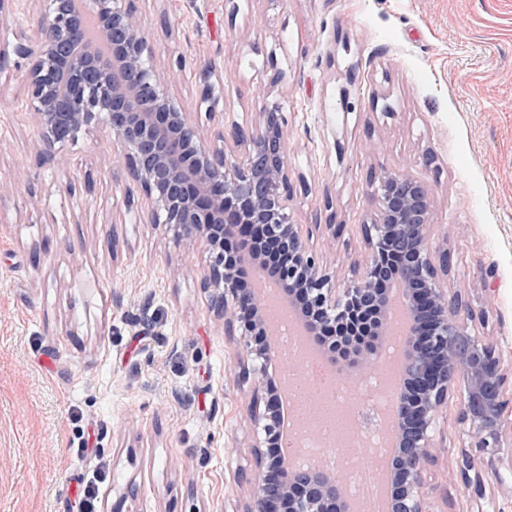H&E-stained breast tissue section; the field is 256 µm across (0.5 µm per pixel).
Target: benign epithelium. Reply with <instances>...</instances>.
I'll use <instances>...</instances> for the list:
<instances>
[{
    "instance_id": "obj_1",
    "label": "benign epithelium",
    "mask_w": 512,
    "mask_h": 512,
    "mask_svg": "<svg viewBox=\"0 0 512 512\" xmlns=\"http://www.w3.org/2000/svg\"><path fill=\"white\" fill-rule=\"evenodd\" d=\"M35 36L4 12L0 0V64L24 63L27 110L39 133L41 154L53 160L79 134L109 130L137 191H127V224H165L178 238L202 240L210 254L204 287L213 289L211 310L224 335L237 336L238 381L254 391L248 423L257 448L246 512H351V473L334 474L316 464H289L283 448L280 399L267 373L279 336L262 318L263 303L240 287L247 271H261L283 290L300 314L309 341L344 387L357 389L374 373L372 352L359 365L346 359L336 328L356 313L381 316L387 328L388 298L381 292V256H402L397 282L408 290L410 353L406 378L393 401L399 456L395 512H434L424 478L443 439L439 415L458 384L465 400L460 420L475 447L494 454L512 366L491 336L469 331L472 313L459 289H447L448 239L435 240L433 187L405 168L371 172L375 208L360 225L365 253L342 282L313 253L310 235L293 220L288 202L294 183L309 192L307 178L292 179L288 117L264 100L246 125L224 112V78L212 62L195 64L200 109L190 112L168 92L134 0H35ZM245 153L244 162L236 152ZM460 477L470 508L497 512L473 459H461Z\"/></svg>"
}]
</instances>
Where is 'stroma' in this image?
I'll return each mask as SVG.
<instances>
[{"instance_id": "1", "label": "stroma", "mask_w": 512, "mask_h": 512, "mask_svg": "<svg viewBox=\"0 0 512 512\" xmlns=\"http://www.w3.org/2000/svg\"><path fill=\"white\" fill-rule=\"evenodd\" d=\"M135 0L157 64L212 60L224 109L246 121L258 88L288 115L289 158L309 192L296 223L348 275L364 250L371 170L407 167L434 183L447 287L465 292L471 332L512 357V0ZM179 25L159 30V10ZM286 88L271 86L274 71ZM15 62L0 70V512H73L104 472L99 512H244L255 466L236 383V346L203 287L204 243L163 224H122L130 181L97 129L45 161ZM437 169L427 172L425 154ZM23 166L28 183H15ZM91 176L87 199L71 182ZM454 393L447 439L426 476L434 512H465L469 441Z\"/></svg>"}]
</instances>
